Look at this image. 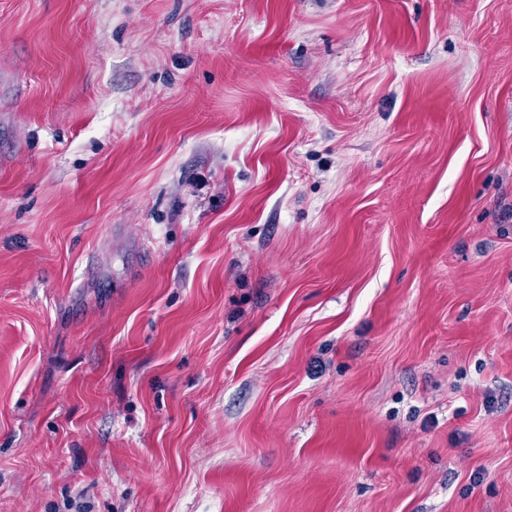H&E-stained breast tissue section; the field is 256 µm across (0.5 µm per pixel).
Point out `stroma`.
<instances>
[{
  "label": "stroma",
  "mask_w": 512,
  "mask_h": 512,
  "mask_svg": "<svg viewBox=\"0 0 512 512\" xmlns=\"http://www.w3.org/2000/svg\"><path fill=\"white\" fill-rule=\"evenodd\" d=\"M0 512H512V0H0Z\"/></svg>",
  "instance_id": "35a3bbf8"
}]
</instances>
